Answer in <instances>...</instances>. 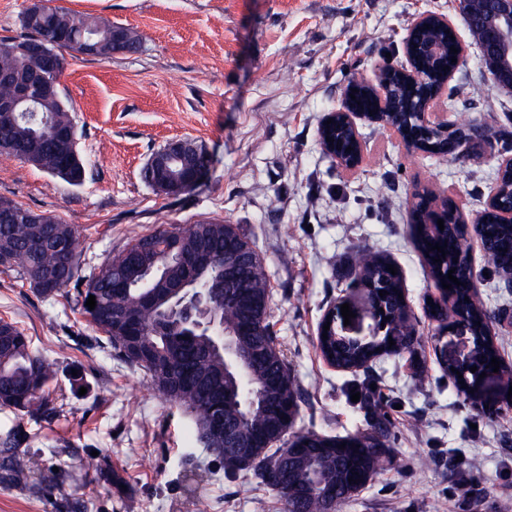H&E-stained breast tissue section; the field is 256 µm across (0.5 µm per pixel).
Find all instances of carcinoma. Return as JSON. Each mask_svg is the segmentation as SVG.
I'll return each instance as SVG.
<instances>
[{"label": "carcinoma", "instance_id": "1", "mask_svg": "<svg viewBox=\"0 0 512 512\" xmlns=\"http://www.w3.org/2000/svg\"><path fill=\"white\" fill-rule=\"evenodd\" d=\"M24 34L11 41H0V93L7 95L40 67L27 45L41 44L53 59L47 72L50 80L62 77L67 56L84 54L85 39L96 47L94 57L112 58L120 52L113 44L119 31L109 21L63 7L42 6L23 12ZM435 40L442 46L440 59L455 53L451 35L442 30L422 34V42ZM395 98L394 110L382 113L387 123L410 131L418 129L416 113L406 111L413 92L397 75L387 77ZM68 100L60 95L39 104L37 112L18 115L9 127H0V140L10 143L11 156L29 163L72 186L83 184L86 162L78 151L81 132ZM491 133L474 134L458 129L443 135L433 132L421 137L436 163L448 161V145L459 139L479 140ZM336 152L344 159L354 158L357 145L351 130L341 121L331 129ZM11 214V222H0V253L8 260L0 269L12 272L37 294L48 297L74 296L88 322L103 332L116 355L144 369L155 390L175 405L189 411L194 419L195 439L214 457L229 477L239 472L243 455L254 462L258 484L277 492L286 505L300 502L304 508L321 512L330 498L340 505L360 492L378 474L388 452L389 417L383 411L380 389H372L370 379L353 380L348 390L360 393L354 407L363 413L368 428L346 436L315 431H293L298 415V384L270 326V299L267 277L251 242L236 224L206 222L185 229L170 225L136 238L127 248L112 255L88 275H81L82 251L79 235L71 224L53 214H39L13 200L0 197V215ZM444 221L439 229L437 220ZM59 231L71 263L59 266L57 253L44 246V238ZM466 224L458 207L448 201V209L436 210L422 197L410 212V232L417 250L437 285L451 284L448 296L455 309L465 312L472 338V363L480 370L491 368V359L500 361V371L512 373L503 362L496 336L489 327L490 315L474 301L475 284L471 256L459 245ZM483 246L492 254L493 267L504 283L512 284V224L499 222L497 209L484 211L480 229ZM444 247L445 253L432 249ZM195 256L205 254L212 263L190 268L170 262L168 253ZM390 260L370 254L356 276L374 290L377 311L387 320L386 330L374 325L367 339L354 344L335 328L327 339L319 340L323 357L333 367L357 371L375 358L413 352L415 317L407 309L401 274L388 271ZM462 285L450 283L448 271ZM189 277L204 290L202 306L208 314L226 316L227 330L235 336L238 359L226 360L213 348L212 338L191 324L173 322L169 330L156 334L158 310L165 303L149 298L155 288H167ZM96 306H86L89 296ZM395 345H389V340ZM54 363L34 353L27 336L13 322L0 319V406L26 411L36 417L54 419L60 407L45 393L54 379ZM456 390L477 402L482 396L477 375L470 372L458 378L450 373ZM224 421L232 435L245 444L234 448L212 436L216 420ZM282 442L291 450L276 448ZM345 448H340V445ZM11 479L27 480V461L9 456Z\"/></svg>", "mask_w": 512, "mask_h": 512}]
</instances>
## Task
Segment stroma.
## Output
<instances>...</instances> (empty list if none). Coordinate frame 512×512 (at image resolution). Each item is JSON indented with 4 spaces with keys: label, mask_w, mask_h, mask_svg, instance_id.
Wrapping results in <instances>:
<instances>
[{
    "label": "stroma",
    "mask_w": 512,
    "mask_h": 512,
    "mask_svg": "<svg viewBox=\"0 0 512 512\" xmlns=\"http://www.w3.org/2000/svg\"><path fill=\"white\" fill-rule=\"evenodd\" d=\"M132 29L134 53L69 59L61 87L74 107L87 162L71 186L0 156V196L59 216L81 233L91 272L133 239L199 222L238 225L258 252L271 292L270 321L298 382L296 427L346 435L366 427L349 403L352 375L317 348L325 311L349 296L346 270L360 252H383L400 268L416 317L414 355L373 362L392 425L388 461L337 512H512V406L496 385L482 403L458 395L444 358L465 351L428 314L440 293L409 234L416 189L447 190L468 218L487 207L501 152L481 145L483 166L460 158L437 166L410 156L364 124L359 169L344 172L319 144L323 116L339 108L350 77L370 80L383 60L404 64L402 40L421 13L457 17V0H49ZM452 114L512 131V93L483 75L480 51L449 83ZM174 138L204 144V182L168 197L142 177L151 154ZM479 296L495 318L501 355L512 364V288L488 273L472 247ZM0 318L56 364L50 392L59 418L0 407V443L28 449V483L0 480V512H285L251 472L226 478L195 444L190 415L154 391L148 375L120 361L64 297L45 298L0 272ZM81 371L83 390L72 389ZM63 450L64 475L51 449ZM108 457L124 486L84 468Z\"/></svg>",
    "instance_id": "obj_1"
}]
</instances>
